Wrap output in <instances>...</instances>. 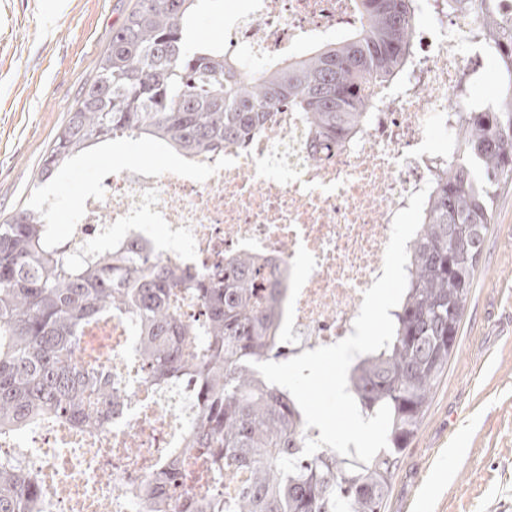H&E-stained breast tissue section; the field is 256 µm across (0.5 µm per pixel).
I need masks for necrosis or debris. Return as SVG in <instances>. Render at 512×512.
<instances>
[{
  "instance_id": "obj_1",
  "label": "necrosis or debris",
  "mask_w": 512,
  "mask_h": 512,
  "mask_svg": "<svg viewBox=\"0 0 512 512\" xmlns=\"http://www.w3.org/2000/svg\"><path fill=\"white\" fill-rule=\"evenodd\" d=\"M431 6L434 21L417 28L413 63L375 91L367 124L329 159L312 163L317 149L301 114L283 109L223 153L109 172L106 194L82 200L73 243L88 247L113 233L199 273L240 253L273 260L282 282L273 360L346 338L364 291L382 274L395 214L453 157L432 140L451 139L468 107L457 95L460 78L486 47L475 14L449 12L445 0ZM357 21L355 0H249L245 12L225 17L224 50L248 52L266 68L334 41ZM154 224L165 225V238L152 235ZM103 333L110 341L96 365L126 390L110 426L87 438L46 421L22 452L0 438V459L21 457L54 487L50 512H145V487L192 413L184 392L144 384L127 321L113 319ZM187 468L189 478L171 491L178 504L235 494L247 479L199 456Z\"/></svg>"
}]
</instances>
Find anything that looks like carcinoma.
<instances>
[{
  "instance_id": "obj_1",
  "label": "carcinoma",
  "mask_w": 512,
  "mask_h": 512,
  "mask_svg": "<svg viewBox=\"0 0 512 512\" xmlns=\"http://www.w3.org/2000/svg\"><path fill=\"white\" fill-rule=\"evenodd\" d=\"M199 2L135 0L42 156L40 181L122 135L177 154L221 152L281 106L302 113L327 149L361 131L374 105L368 87L399 81L416 53L418 0H356L359 25L343 39L249 74L221 47H187ZM446 2L476 13L503 84L458 113L456 159L435 180L407 249V287L390 311L394 337L348 371L364 417L390 406L387 449L367 464L332 449L302 455L301 409L253 367L276 347L280 314V283L264 261L243 253L222 272L194 274L119 238L77 252L39 208L0 222V434L18 437L48 419L90 434L111 423L122 391L81 362L79 348L87 328L116 313L131 318L150 379L192 389L198 405L183 447L146 490L148 512H170L168 489L194 453L249 479L232 500L189 499L183 512H384L458 346L495 197L512 181V10L506 0ZM193 301L205 309L198 324L184 316ZM49 495L32 472L0 460V512H43Z\"/></svg>"
}]
</instances>
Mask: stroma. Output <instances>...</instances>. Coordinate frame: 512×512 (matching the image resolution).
<instances>
[{"instance_id":"obj_1","label":"stroma","mask_w":512,"mask_h":512,"mask_svg":"<svg viewBox=\"0 0 512 512\" xmlns=\"http://www.w3.org/2000/svg\"><path fill=\"white\" fill-rule=\"evenodd\" d=\"M133 0H0V221L49 204L69 237L85 190L112 165L161 167L153 143L105 147L69 163L52 184L34 175L77 94ZM245 0H203L192 45L224 41V17ZM384 512H512V183L494 203L459 348L433 391L397 470Z\"/></svg>"}]
</instances>
